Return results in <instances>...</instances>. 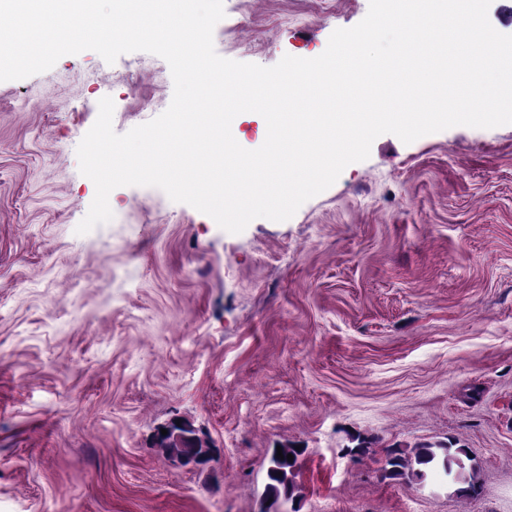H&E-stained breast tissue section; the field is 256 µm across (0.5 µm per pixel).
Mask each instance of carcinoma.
Segmentation results:
<instances>
[{
	"instance_id": "1",
	"label": "carcinoma",
	"mask_w": 512,
	"mask_h": 512,
	"mask_svg": "<svg viewBox=\"0 0 512 512\" xmlns=\"http://www.w3.org/2000/svg\"><path fill=\"white\" fill-rule=\"evenodd\" d=\"M179 433V441L171 444L169 453L183 459V464L200 462L202 449L196 447L194 431L183 425L172 424L169 428V434L166 438H171V434ZM445 454L438 457L430 445H420L414 448L410 453L394 448L390 450L386 460V472L390 478L418 479L422 480L426 476V470L430 468H440L447 475H454L455 480L461 484L458 492L464 495H476L480 491V482L475 469H466L463 458L468 453L463 448L452 449V445L442 446ZM282 454H290L293 461L282 460L277 454H272L267 476V494L277 500L281 497L294 500L298 498V485L295 478L298 470V456L301 451L292 447L282 448Z\"/></svg>"
}]
</instances>
